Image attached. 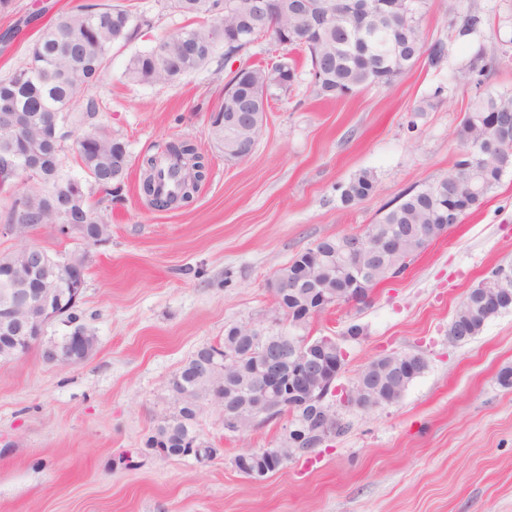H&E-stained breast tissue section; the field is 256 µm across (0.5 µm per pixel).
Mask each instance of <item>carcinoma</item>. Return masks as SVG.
Returning <instances> with one entry per match:
<instances>
[{
	"label": "carcinoma",
	"mask_w": 512,
	"mask_h": 512,
	"mask_svg": "<svg viewBox=\"0 0 512 512\" xmlns=\"http://www.w3.org/2000/svg\"><path fill=\"white\" fill-rule=\"evenodd\" d=\"M411 6V13L397 17L405 28L403 41L396 42V31L391 20L371 15L367 26L377 32L371 38L369 48L357 43V34L346 20L336 14L326 22L327 32L321 41L303 34L296 41L281 47V58L264 65L253 66L259 81L273 80L286 64L288 76H297L292 64L288 63V53L293 50L306 52L310 70L322 67L317 95L326 99H345L368 86L388 87L395 79L413 66L417 56L413 52L424 47L421 18L428 0H399L398 6ZM170 7L181 14L208 16L215 11L226 15L230 23L250 10V0H171ZM297 22L289 12L277 18L275 27L257 31L256 39L275 42L276 28ZM484 23L477 13L465 14L458 36L466 37L476 32ZM153 22L129 8L112 4H81L77 9L59 12L53 20L40 30L39 35L29 46L27 62L0 78V112H24L31 116L25 128L10 134L12 148L0 155V167L10 166L15 156L25 152L26 146L41 137L53 141L55 152L44 162L40 171L29 175L33 186L19 197L11 198L5 223L14 220L16 206L31 201L40 202L51 194L62 191L71 183L80 187L84 208L89 215V223L83 236L84 242L93 245L99 233L109 234V228H98L101 220L90 208L89 198L96 192L110 196L120 190L122 177L107 174L99 177L96 170L112 167V137L104 134L94 148L79 149L77 156L83 175L61 173L60 154L66 133L69 114L75 106L73 99L78 92L91 84L106 69L116 45H125L143 36L151 29ZM193 40L204 45H213L224 40V28L200 24L186 28L176 37H162L149 50L132 55L126 65L123 77L132 85L174 82L200 67L206 57L194 59L182 53V43ZM488 66L483 50H478L467 63L458 70V77L467 82H480ZM457 137L470 153L475 163L465 168L467 159L457 161L455 169L418 190L403 194L388 205V209L377 223L368 226L380 232L393 226L405 224H436L440 217V207L458 208L457 215L481 205L486 196L500 182L502 175L512 168V93L487 91L478 96L468 107L457 132ZM165 151L181 158L188 156L195 160L194 166L207 170L203 156L190 145H167ZM377 188L376 177L369 171L355 175L342 187L340 200L345 206H353L372 195ZM426 241H414L397 255L394 260L383 257L377 265L390 263V270L381 271L373 277L378 284L390 277L392 271H404L426 246ZM499 314L496 309L483 310L474 300V291H469L457 307L453 319L458 325L467 327L469 336L475 337L484 323ZM237 326L224 330V342L212 345L215 363L224 366V351L238 345ZM194 352L168 384L173 411L167 423L158 424L146 441V446L154 447L161 437H168L169 448L175 453L190 451L195 441L197 416L200 408L181 398V393L189 392L197 398L206 394L214 384L221 382L242 392L250 388L252 364L239 363L237 371L226 376L217 371L216 375L200 380L195 374L196 357Z\"/></svg>",
	"instance_id": "carcinoma-1"
}]
</instances>
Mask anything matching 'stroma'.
Masks as SVG:
<instances>
[{"label": "stroma", "mask_w": 512, "mask_h": 512, "mask_svg": "<svg viewBox=\"0 0 512 512\" xmlns=\"http://www.w3.org/2000/svg\"><path fill=\"white\" fill-rule=\"evenodd\" d=\"M127 2L153 29L113 47L107 71L80 92L102 100L103 111L72 113L68 124L112 136L129 155L119 197L90 199L111 226L107 242L89 247L47 224L21 233L0 225V253L31 245L85 254L75 312L97 338L78 364L44 363L36 347L0 362V512H512V386L499 380L512 367V309L470 342L448 341L468 291L512 267V169L366 304L332 307L306 329L346 350L341 387L378 357L422 356L424 373L397 402L365 411L329 395L344 432L258 480L233 458L279 447L286 417L232 433L221 409L204 405L197 429L217 454L203 464L145 446L171 410L168 380L193 352L222 344L229 325L267 326L277 271L320 239L365 231L391 201L453 169L470 102L512 92V0H461L456 11L452 0H428L421 28L426 43L444 42L442 62L420 53L391 86L344 100L316 97L297 54L292 92L272 103L253 153L236 162L216 146L212 117L228 74L269 61L274 46L229 58L219 49L175 82L130 85L123 72L133 54L198 20L165 0ZM467 9L485 24L460 40ZM478 49L491 67L480 84L459 82V67ZM183 139L208 158V178L189 205L154 209L138 190L140 161ZM363 170L375 175L376 192L342 205L341 186Z\"/></svg>", "instance_id": "1"}]
</instances>
